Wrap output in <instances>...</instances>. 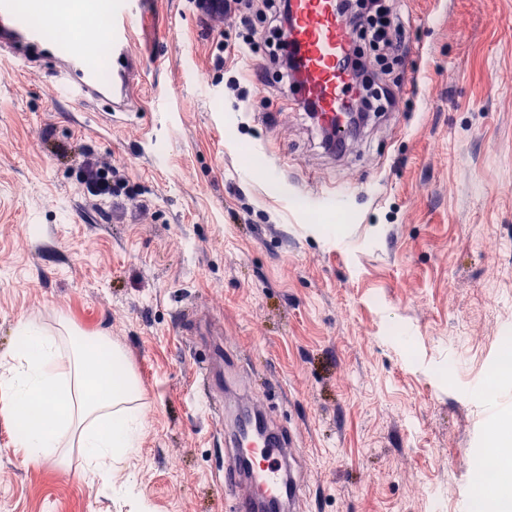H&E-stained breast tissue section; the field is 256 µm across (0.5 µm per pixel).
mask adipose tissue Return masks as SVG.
Returning a JSON list of instances; mask_svg holds the SVG:
<instances>
[{"label":"adipose tissue","instance_id":"ef3b65f1","mask_svg":"<svg viewBox=\"0 0 512 512\" xmlns=\"http://www.w3.org/2000/svg\"><path fill=\"white\" fill-rule=\"evenodd\" d=\"M143 391L123 351L109 337L58 333L36 319L20 320L9 358L0 360V416L24 419L34 400L48 413L21 429L14 445L25 461L57 458L78 449L83 473L100 492H115L112 472L137 455L143 442Z\"/></svg>","mask_w":512,"mask_h":512}]
</instances>
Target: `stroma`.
<instances>
[{
  "label": "stroma",
  "instance_id": "35a3bbf8",
  "mask_svg": "<svg viewBox=\"0 0 512 512\" xmlns=\"http://www.w3.org/2000/svg\"><path fill=\"white\" fill-rule=\"evenodd\" d=\"M395 3L418 82L341 157L275 72L257 80L264 53L226 54L249 104L213 93L184 0H149L130 115L0 57V358L28 317L108 336L148 423L133 492L111 496L78 453L28 466L0 419V512H224V428L194 392L220 342L241 375L225 401L277 394L299 432L301 512H467L481 494L468 475L512 418V377L481 392L512 347V0ZM83 146L137 202L88 196ZM332 191L346 210L311 200Z\"/></svg>",
  "mask_w": 512,
  "mask_h": 512
}]
</instances>
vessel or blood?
<instances>
[{"instance_id": "vessel-or-blood-1", "label": "vessel or blood", "mask_w": 512, "mask_h": 512, "mask_svg": "<svg viewBox=\"0 0 512 512\" xmlns=\"http://www.w3.org/2000/svg\"><path fill=\"white\" fill-rule=\"evenodd\" d=\"M293 38L302 55V79L315 96L327 120L345 135L342 111L351 96L353 79L343 61L347 33L337 0H291ZM59 10L74 19H102L97 31L112 55L109 77L92 73L85 65L83 48L71 40L48 36L47 0H32L29 15H19L15 0H0V52H7L23 66L49 65L55 96L104 105L113 113L134 109L137 83L143 65L133 46L137 31L147 16L144 0H58ZM255 423L235 425L225 441L224 504L226 512H260L262 504L276 501L282 512H295L301 498L297 469L302 450L292 427L267 423L265 412L255 414Z\"/></svg>"}]
</instances>
